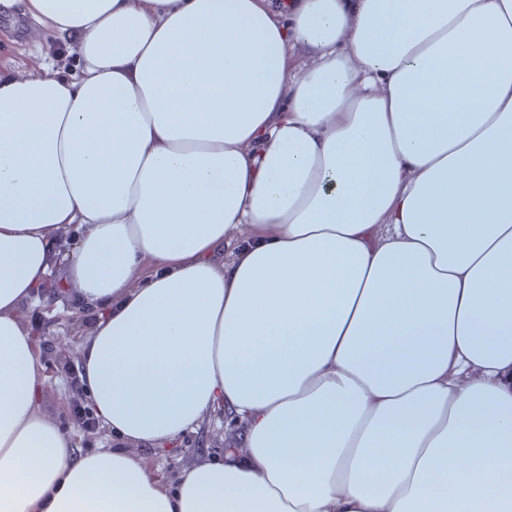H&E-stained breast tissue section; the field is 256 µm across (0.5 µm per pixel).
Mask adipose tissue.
Masks as SVG:
<instances>
[{
	"instance_id": "1",
	"label": "adipose tissue",
	"mask_w": 512,
	"mask_h": 512,
	"mask_svg": "<svg viewBox=\"0 0 512 512\" xmlns=\"http://www.w3.org/2000/svg\"><path fill=\"white\" fill-rule=\"evenodd\" d=\"M19 5L81 70L0 74V512H512V0ZM64 263L112 450L41 408ZM213 425L214 427L212 428L211 426V430L209 429L208 432L203 431L204 442L200 448H194L192 446L195 443V437L200 436L201 432L198 434L189 432L182 438L179 447L183 448V451L178 456V463L175 467H171L168 464L166 455L161 454L156 448L139 451V455L149 468L154 471L158 470L160 472L159 474H162L168 482L171 478V474L175 471L193 466L199 461L216 454L211 448H226L224 445L226 440L224 422H220L219 424L213 423Z\"/></svg>"
}]
</instances>
